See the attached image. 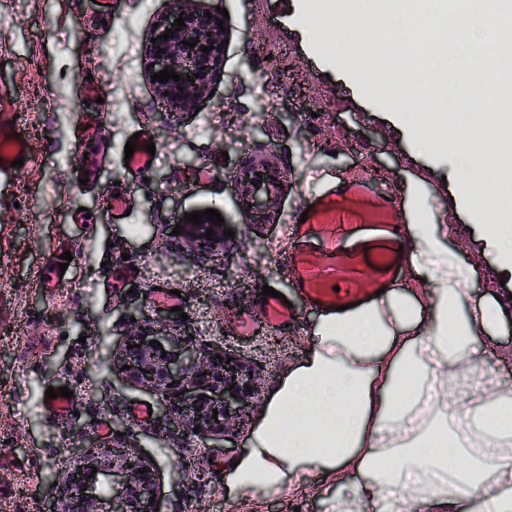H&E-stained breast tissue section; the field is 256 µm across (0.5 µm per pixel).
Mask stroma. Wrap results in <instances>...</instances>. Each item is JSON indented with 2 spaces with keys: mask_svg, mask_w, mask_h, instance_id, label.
<instances>
[{
  "mask_svg": "<svg viewBox=\"0 0 512 512\" xmlns=\"http://www.w3.org/2000/svg\"><path fill=\"white\" fill-rule=\"evenodd\" d=\"M312 2L182 0L181 9L196 13L226 8L229 43L213 97L167 112L144 56L155 23L173 12L166 0H118L105 13L96 0H0V123L20 131L32 157L25 170L0 172V512H60L71 451L105 445L103 419L153 468L159 512H326L334 488L325 474L294 492H238L228 472L248 449L262 402L309 349L320 314L303 305L294 326L256 333L238 323L257 317L263 287L288 293L285 216L339 179L394 196L406 224L415 218L405 205L420 196L448 246L478 272L466 305L512 296V275H497L501 259L462 201L454 162L422 148L423 129L356 79L368 58H337L336 29ZM257 41L267 56L254 54ZM283 55L303 71L305 94L278 70ZM89 82L108 110L99 138L83 144L75 130L88 112ZM139 131L154 138L157 153L147 176L133 177L123 154ZM88 155L96 167L82 185L76 172ZM373 162L385 168L382 182L372 180ZM248 164L265 166L280 185L269 211L250 207L226 178ZM211 165L214 180L194 183L193 173ZM117 183L131 210L119 219L105 208ZM207 209L229 222L232 250L191 247L174 234L185 214ZM61 238L71 242L75 265L48 298L39 281ZM126 259L139 279L128 290L111 287V271ZM157 281L178 288L181 312L157 308ZM133 320L259 363L248 427L200 439L165 417L132 422L131 403H162L112 365ZM482 342L512 384V309ZM51 383L74 390V415L50 414L43 391Z\"/></svg>",
  "mask_w": 512,
  "mask_h": 512,
  "instance_id": "35a3bbf8",
  "label": "stroma"
}]
</instances>
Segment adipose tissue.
Wrapping results in <instances>:
<instances>
[{
  "label": "adipose tissue",
  "instance_id": "1",
  "mask_svg": "<svg viewBox=\"0 0 512 512\" xmlns=\"http://www.w3.org/2000/svg\"><path fill=\"white\" fill-rule=\"evenodd\" d=\"M469 203L512 272L499 212L511 199L487 191L474 155L512 159L500 144L451 143ZM409 262L423 269L434 304L398 286L350 312L320 317L304 358L270 393L249 450L229 473L236 490L278 489L324 469L336 486L328 512H512V391L487 366L478 334L495 311H468L475 269L433 224H410ZM456 416L461 434L448 432Z\"/></svg>",
  "mask_w": 512,
  "mask_h": 512
}]
</instances>
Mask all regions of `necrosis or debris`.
Instances as JSON below:
<instances>
[{
	"instance_id": "1",
	"label": "necrosis or debris",
	"mask_w": 512,
	"mask_h": 512,
	"mask_svg": "<svg viewBox=\"0 0 512 512\" xmlns=\"http://www.w3.org/2000/svg\"><path fill=\"white\" fill-rule=\"evenodd\" d=\"M366 9L380 34H387L389 19L406 18L407 29L399 41L391 77L401 88L428 94L426 111L418 113L420 125L455 130L456 113L448 109V80L467 84L470 62L481 59L486 70L512 72V0H355ZM478 22L485 16L505 18V26L493 29L486 42L462 45L448 31L449 16ZM469 132L486 131L512 148V96L499 95L490 112L470 115Z\"/></svg>"
}]
</instances>
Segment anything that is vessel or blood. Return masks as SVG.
<instances>
[{"label":"vessel or blood","mask_w":512,"mask_h":512,"mask_svg":"<svg viewBox=\"0 0 512 512\" xmlns=\"http://www.w3.org/2000/svg\"><path fill=\"white\" fill-rule=\"evenodd\" d=\"M149 134L135 139L129 173L141 175L152 167L146 150ZM17 130L0 127V170L27 157ZM306 221H292L289 256L291 286L299 301L320 311L339 306L356 307L391 283L400 273L403 255L396 231L397 206L376 202L370 188L360 182H336L306 203ZM268 328L293 324L296 311L282 298L271 297L258 314Z\"/></svg>","instance_id":"b4317fda"}]
</instances>
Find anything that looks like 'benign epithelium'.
<instances>
[{"instance_id": "benign-epithelium-1", "label": "benign epithelium", "mask_w": 512, "mask_h": 512, "mask_svg": "<svg viewBox=\"0 0 512 512\" xmlns=\"http://www.w3.org/2000/svg\"><path fill=\"white\" fill-rule=\"evenodd\" d=\"M176 13L183 14L185 26L179 28L172 20L161 24L153 34L156 41L147 45L146 62L154 64L148 70L150 76L165 68L179 74L178 81H153L163 101L172 111L179 112L210 92L224 61V48L220 47L224 32L218 27V21L223 19L218 11L210 18L179 9ZM167 29L174 34L164 40L160 35ZM186 40L197 45L191 49L184 44ZM202 45L212 50L205 54L200 50ZM159 48L164 52L157 53ZM210 228L214 230L211 240L220 239V227L207 220L200 226L189 225L186 238L190 242L202 241ZM151 340L160 342L162 347L149 345ZM124 344L133 348H122L115 363L128 366L124 373L137 385L177 398L182 409L178 424L187 434L204 438L224 433L241 423L242 411L254 399L258 381V377L249 376L251 368L247 362L237 357L230 361L225 354L220 359L213 356L201 360L180 337L161 336L146 325H132ZM231 365L235 370L229 369ZM215 410L218 415L214 419ZM197 425L200 429L196 433ZM147 467L149 464L119 444L104 446L92 454H77L64 479L67 494L64 512H154L150 504V497L155 494L154 472H138Z\"/></svg>"}]
</instances>
